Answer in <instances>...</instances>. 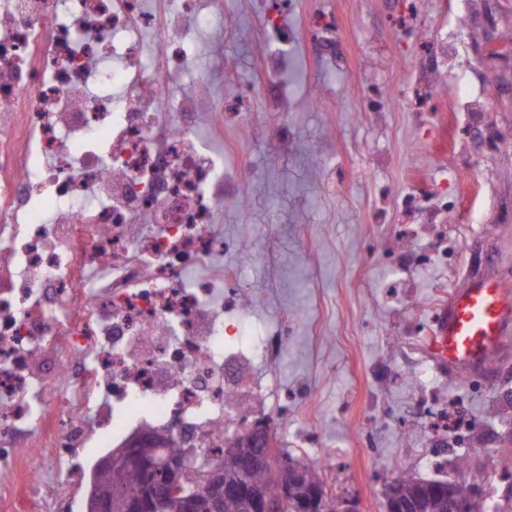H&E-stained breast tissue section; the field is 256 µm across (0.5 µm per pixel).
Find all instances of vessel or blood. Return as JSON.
<instances>
[{
    "instance_id": "vessel-or-blood-1",
    "label": "vessel or blood",
    "mask_w": 512,
    "mask_h": 512,
    "mask_svg": "<svg viewBox=\"0 0 512 512\" xmlns=\"http://www.w3.org/2000/svg\"><path fill=\"white\" fill-rule=\"evenodd\" d=\"M512 333V289L486 277L456 290L428 343L433 364L469 375L483 369Z\"/></svg>"
}]
</instances>
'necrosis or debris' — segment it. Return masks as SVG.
I'll list each match as a JSON object with an SVG mask.
<instances>
[{"label": "necrosis or debris", "instance_id": "4bbe7bcc", "mask_svg": "<svg viewBox=\"0 0 512 512\" xmlns=\"http://www.w3.org/2000/svg\"><path fill=\"white\" fill-rule=\"evenodd\" d=\"M222 0H0V512H48L19 448L123 445L126 416L223 447L228 363L283 359L288 323L244 332L217 222L246 205L211 138L253 124L195 66ZM57 351L52 379L36 360Z\"/></svg>", "mask_w": 512, "mask_h": 512}]
</instances>
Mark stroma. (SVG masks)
Masks as SVG:
<instances>
[{"instance_id":"35a3bbf8","label":"stroma","mask_w":512,"mask_h":512,"mask_svg":"<svg viewBox=\"0 0 512 512\" xmlns=\"http://www.w3.org/2000/svg\"><path fill=\"white\" fill-rule=\"evenodd\" d=\"M283 37H263L266 7ZM288 43V113L254 86L270 50ZM199 68L240 93L256 129L224 131V154L248 174V206H225L224 254L248 283L253 322L288 319L282 360L248 366L253 380L299 391L279 445L317 462L332 497L384 512L397 471L465 481L512 512V350L466 378L432 373L415 324L474 273L512 286V0H224ZM287 121V151L274 149ZM448 240L447 258L396 265L404 225L415 249ZM434 388L470 429L437 448L417 397ZM94 442L21 449L45 462L42 483L69 489L85 512ZM466 455L458 469L456 458Z\"/></svg>"}]
</instances>
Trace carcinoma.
<instances>
[{"mask_svg": "<svg viewBox=\"0 0 512 512\" xmlns=\"http://www.w3.org/2000/svg\"><path fill=\"white\" fill-rule=\"evenodd\" d=\"M240 453L228 455L220 452V456L210 460L222 467L224 480L236 484L242 483L247 492L234 495L224 501L222 512H249V492L260 490L270 496H276L281 489L296 486L307 490L323 488L322 478L317 468L309 466L280 448L270 449L271 463L265 469L244 470L241 467L242 457L252 452L246 444L239 445ZM183 449L175 441L155 444L149 449L148 466L145 470L138 465L127 468L123 485L125 489L140 495L155 489H165L167 494L161 504V512H183V503L179 495L170 490L172 472L170 461L178 458Z\"/></svg>", "mask_w": 512, "mask_h": 512, "instance_id": "carcinoma-1", "label": "carcinoma"}]
</instances>
